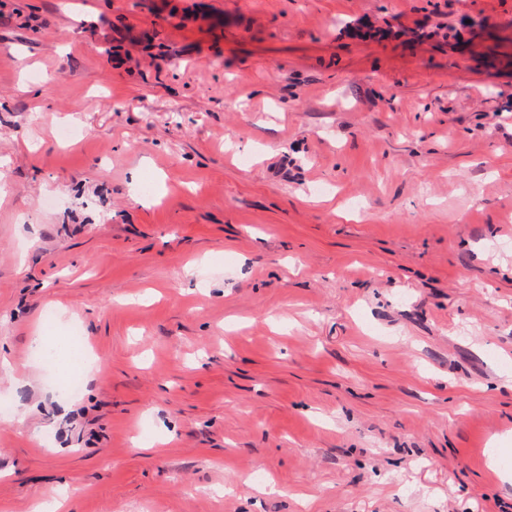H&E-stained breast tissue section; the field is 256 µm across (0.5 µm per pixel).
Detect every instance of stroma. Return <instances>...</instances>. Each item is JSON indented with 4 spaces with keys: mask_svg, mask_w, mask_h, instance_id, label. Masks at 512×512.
Masks as SVG:
<instances>
[{
    "mask_svg": "<svg viewBox=\"0 0 512 512\" xmlns=\"http://www.w3.org/2000/svg\"><path fill=\"white\" fill-rule=\"evenodd\" d=\"M186 2L0 0V512H512V0Z\"/></svg>",
    "mask_w": 512,
    "mask_h": 512,
    "instance_id": "obj_1",
    "label": "stroma"
}]
</instances>
